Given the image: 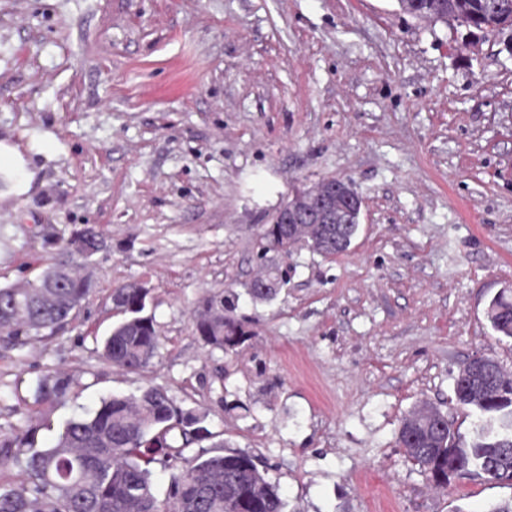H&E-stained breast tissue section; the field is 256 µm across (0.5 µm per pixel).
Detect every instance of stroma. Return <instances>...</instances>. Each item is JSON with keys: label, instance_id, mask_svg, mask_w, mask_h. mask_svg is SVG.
<instances>
[{"label": "stroma", "instance_id": "35a3bbf8", "mask_svg": "<svg viewBox=\"0 0 512 512\" xmlns=\"http://www.w3.org/2000/svg\"><path fill=\"white\" fill-rule=\"evenodd\" d=\"M0 141L34 178L0 190V286L40 274L73 230L105 247L93 290L52 336L0 341V431L103 398L166 389L228 446L259 456L288 512H485L512 488L435 489L400 448L426 401L460 431L455 378L486 353L512 370L489 299L512 288V35L471 38L397 0H0ZM350 180L363 199L348 251L304 246L268 303L243 285L256 241L295 188ZM139 282L158 357L102 356ZM234 291L249 332L204 346L191 314ZM49 367L64 407L37 405Z\"/></svg>", "mask_w": 512, "mask_h": 512}]
</instances>
